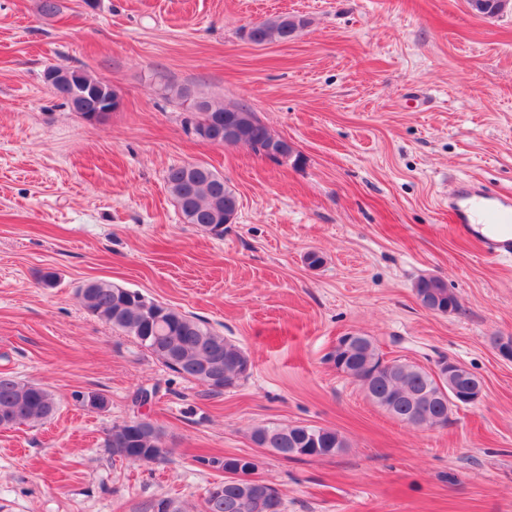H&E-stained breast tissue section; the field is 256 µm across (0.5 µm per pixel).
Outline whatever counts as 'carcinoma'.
I'll return each instance as SVG.
<instances>
[{
	"label": "carcinoma",
	"mask_w": 512,
	"mask_h": 512,
	"mask_svg": "<svg viewBox=\"0 0 512 512\" xmlns=\"http://www.w3.org/2000/svg\"><path fill=\"white\" fill-rule=\"evenodd\" d=\"M307 25L303 16L281 15L259 22L250 39L258 45L283 43ZM44 81L83 118L95 115L99 122L107 117L103 112L105 101L116 95L111 86L82 69L70 82L53 81L46 71ZM227 125L239 129V143L255 154L278 159L266 149L271 143L282 144L284 140L275 137L245 105H224L201 98L194 101L186 119L187 128L199 139L217 146L224 145ZM167 185L185 223L215 237L224 236V225L232 223L238 200L223 176L206 165L187 164L169 169ZM415 293L422 305L431 301L445 313L459 309L457 296L440 278L419 279ZM79 295L90 314L133 337L168 369L199 382L211 393L219 394L249 376L251 362L245 350L199 318L104 280L90 281V286L79 290ZM330 361L336 370L365 386L372 401L392 418L412 426L419 420L429 426L448 421L453 412L445 398L448 388L468 393L478 384L477 376L463 366L450 375L436 377L432 369L395 359L391 370L380 371L381 355L369 339L359 346L333 351ZM56 410V397L45 387L9 373L0 374V414L10 417L14 425H41ZM251 439L277 455L291 452L296 458L333 456L347 446L345 436L333 428H308L300 424L258 426L252 430ZM162 442V432L148 421L144 430L130 438L128 447L142 449L135 453L138 463L150 465L154 459L147 452ZM199 462L226 472L224 490L216 495L205 493L204 512H266L256 490L227 476L235 468V457L201 458Z\"/></svg>",
	"instance_id": "carcinoma-1"
}]
</instances>
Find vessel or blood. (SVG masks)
Segmentation results:
<instances>
[{
  "label": "vessel or blood",
  "mask_w": 512,
  "mask_h": 512,
  "mask_svg": "<svg viewBox=\"0 0 512 512\" xmlns=\"http://www.w3.org/2000/svg\"><path fill=\"white\" fill-rule=\"evenodd\" d=\"M448 220L460 233L476 238L485 256L512 255V196L476 181L461 182L448 198Z\"/></svg>",
  "instance_id": "b4317fda"
}]
</instances>
